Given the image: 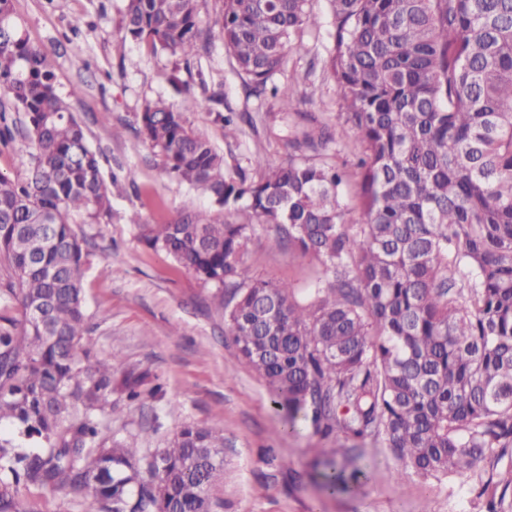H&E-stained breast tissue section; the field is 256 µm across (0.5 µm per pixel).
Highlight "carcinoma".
Listing matches in <instances>:
<instances>
[{"label":"carcinoma","instance_id":"carcinoma-1","mask_svg":"<svg viewBox=\"0 0 512 512\" xmlns=\"http://www.w3.org/2000/svg\"><path fill=\"white\" fill-rule=\"evenodd\" d=\"M312 0H224L219 21L248 93L290 105L275 82L306 28ZM324 72L343 123L312 119L257 155L252 177L161 98L137 135L217 216L166 224L129 218L138 240L217 290L225 333L264 382L288 429L321 440L382 443L396 481L475 475L512 449V0H328ZM124 37L184 61L208 49L198 0H126ZM0 93L25 115L23 178L0 174V512L21 489L83 499L87 512H218L224 437L184 423L149 458L104 432L112 396L156 394L150 374L112 373L89 341L88 240L79 224L112 217V190L46 55L0 0ZM354 135L358 224L338 198L350 174L329 161ZM259 224L275 244L316 260L299 290L258 280L243 261ZM353 448H323L322 487L363 476ZM505 483L471 487L473 512H508Z\"/></svg>","mask_w":512,"mask_h":512}]
</instances>
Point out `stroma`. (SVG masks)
I'll list each match as a JSON object with an SVG mask.
<instances>
[{
  "label": "stroma",
  "instance_id": "1",
  "mask_svg": "<svg viewBox=\"0 0 512 512\" xmlns=\"http://www.w3.org/2000/svg\"><path fill=\"white\" fill-rule=\"evenodd\" d=\"M124 8L125 0H13L30 43L48 56L59 93L79 89L74 110L104 172L120 177L112 189L111 219L82 227L90 249L84 283L90 339L100 356L121 352L115 372L149 370L161 390L140 401H119L109 435L150 453L186 422L222 430L223 512H418L424 502L431 512H468V478L397 482L394 461L378 443L367 445L359 461L367 480L342 494H323L309 467L320 440L281 433L282 417L263 381L224 334L215 288L139 242L128 222L132 212L161 224L184 213L211 212L212 206L169 177L162 157L133 128L146 101L162 97L178 104L183 96L165 79L173 58L148 43L122 40ZM328 47L326 28H310L289 56L278 77L282 83L297 80L298 98L288 110L246 98L220 38L182 70L190 87L204 85L224 96L220 105L198 96L186 116L223 154L227 171L248 167L258 154L273 163L284 160L283 139L300 113L336 125L338 90L322 66ZM220 112H250L255 123L232 135L217 120ZM274 239L267 225L252 235L245 261L254 278L302 287L318 276L317 263L276 247Z\"/></svg>",
  "mask_w": 512,
  "mask_h": 512
}]
</instances>
